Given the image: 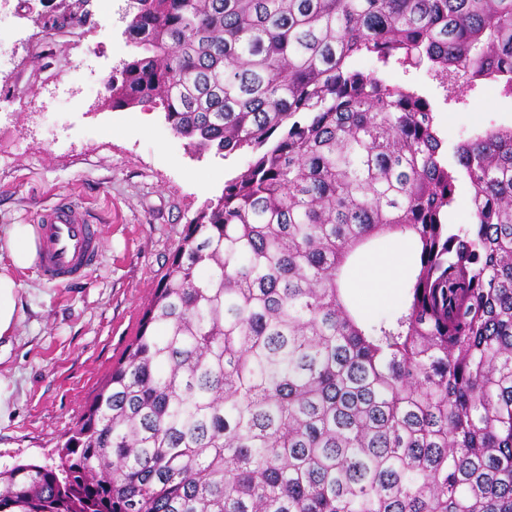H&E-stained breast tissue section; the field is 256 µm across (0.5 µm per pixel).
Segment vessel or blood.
I'll return each mask as SVG.
<instances>
[{
  "mask_svg": "<svg viewBox=\"0 0 512 512\" xmlns=\"http://www.w3.org/2000/svg\"><path fill=\"white\" fill-rule=\"evenodd\" d=\"M36 268L43 280L59 284L83 278L97 264L101 241L85 208L61 201L38 220Z\"/></svg>",
  "mask_w": 512,
  "mask_h": 512,
  "instance_id": "b4317fda",
  "label": "vessel or blood"
}]
</instances>
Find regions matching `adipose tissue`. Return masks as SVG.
<instances>
[{
  "label": "adipose tissue",
  "instance_id": "1",
  "mask_svg": "<svg viewBox=\"0 0 512 512\" xmlns=\"http://www.w3.org/2000/svg\"><path fill=\"white\" fill-rule=\"evenodd\" d=\"M0 249L9 263L0 266V339L11 336L18 322L22 285L15 278L18 270L29 268L37 252V237L32 225H9L0 237Z\"/></svg>",
  "mask_w": 512,
  "mask_h": 512
}]
</instances>
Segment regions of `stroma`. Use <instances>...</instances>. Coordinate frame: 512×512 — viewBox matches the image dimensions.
<instances>
[{
	"instance_id": "1",
	"label": "stroma",
	"mask_w": 512,
	"mask_h": 512,
	"mask_svg": "<svg viewBox=\"0 0 512 512\" xmlns=\"http://www.w3.org/2000/svg\"><path fill=\"white\" fill-rule=\"evenodd\" d=\"M126 5L118 0L107 21L86 0L79 25L50 29L46 0H0V41L14 51L0 69V231L64 197L103 227L87 277L58 287L32 267L17 274L23 306L0 340V471L57 462L59 441L135 338L186 225L247 164L242 153L195 154L159 112L84 95L129 56ZM94 44L103 51L91 59ZM383 73L430 102L448 144L512 125V97L483 82L455 101L425 70Z\"/></svg>"
}]
</instances>
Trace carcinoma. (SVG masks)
<instances>
[{
  "label": "carcinoma",
  "instance_id": "cac0c4a2",
  "mask_svg": "<svg viewBox=\"0 0 512 512\" xmlns=\"http://www.w3.org/2000/svg\"><path fill=\"white\" fill-rule=\"evenodd\" d=\"M128 2L106 105L247 168L59 463L0 471V512H512V126L450 149L422 95L352 66H426L456 99L512 74V0ZM385 236L415 262L367 316L345 270Z\"/></svg>",
  "mask_w": 512,
  "mask_h": 512
}]
</instances>
